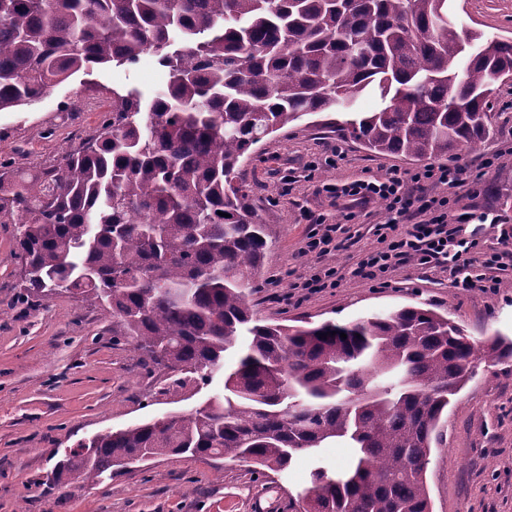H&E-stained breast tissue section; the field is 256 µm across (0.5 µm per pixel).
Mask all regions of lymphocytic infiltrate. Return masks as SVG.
<instances>
[{
    "instance_id": "1",
    "label": "lymphocytic infiltrate",
    "mask_w": 512,
    "mask_h": 512,
    "mask_svg": "<svg viewBox=\"0 0 512 512\" xmlns=\"http://www.w3.org/2000/svg\"><path fill=\"white\" fill-rule=\"evenodd\" d=\"M468 162L453 167L429 163L411 176L391 172L373 180L325 185V192L345 200L353 209L372 200L386 204L389 217L374 225L375 247L356 263L353 276L384 280L395 267L413 265L446 270L453 288L499 291L512 257V235L501 233L499 246L485 249L465 227L487 223L488 214L448 208L447 191L464 187L470 180ZM431 186L445 187V195L428 194Z\"/></svg>"
}]
</instances>
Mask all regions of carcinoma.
I'll return each instance as SVG.
<instances>
[{
    "mask_svg": "<svg viewBox=\"0 0 512 512\" xmlns=\"http://www.w3.org/2000/svg\"><path fill=\"white\" fill-rule=\"evenodd\" d=\"M147 55L168 70L166 90H112L57 164L0 159V224L18 225L29 293L74 291L111 309L112 341L159 366L205 383L248 341L223 393L94 435L53 482L96 483L135 454L281 472L335 441L354 457L336 472L317 462L296 512H430L425 468L451 398L475 362L511 358L512 340L476 343L418 306L342 325L260 323L247 288L266 223L242 164L318 112L348 115L336 126L374 153L472 149L490 134L487 98L512 77V39L458 32L447 0H0V112ZM366 90L378 105L360 112Z\"/></svg>",
    "mask_w": 512,
    "mask_h": 512,
    "instance_id": "1",
    "label": "carcinoma"
}]
</instances>
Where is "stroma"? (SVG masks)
<instances>
[{
	"label": "stroma",
	"mask_w": 512,
	"mask_h": 512,
	"mask_svg": "<svg viewBox=\"0 0 512 512\" xmlns=\"http://www.w3.org/2000/svg\"><path fill=\"white\" fill-rule=\"evenodd\" d=\"M448 15L458 28L484 37L512 36V0H448ZM169 76L154 59L137 67L103 66L79 71L49 90L21 118L0 130V156L28 168L56 162L79 137L92 131L96 112H64L65 101L92 96L94 89L137 88L144 96L165 89ZM493 132L468 153L477 191L462 188L461 206L490 212L497 223L481 224L482 245L501 231L512 233V80L492 98ZM330 113L305 116L287 131L265 138L245 165L249 202L266 221L271 245L251 301L268 323L291 326L325 321L348 323L404 305L448 314L468 336L481 341L494 334L512 338V285L497 294L452 288L442 270L397 268L388 286L346 277L340 287L296 296L292 284L312 268L352 269L375 247L372 227L388 218L373 201L346 220L343 201L318 192L319 183H345L396 170L410 174L418 161L376 154L326 125ZM341 151L328 165L324 159ZM496 156L495 167L483 160ZM318 162L309 173L310 162ZM348 223L350 237L325 256L304 253L310 218ZM17 227L0 224V512H289L288 501L309 485L316 459L328 467L350 462L353 451L329 446L320 457L301 454L281 473L254 474L251 467L174 455L105 478L87 487L62 486L47 477L57 461L82 441L168 413L186 411L222 391L223 373L209 383L176 387L175 375L142 361L132 345L113 342L111 315L70 294L26 296L12 256ZM426 482L433 512H512V359L479 364L474 379L448 410L440 445L432 448Z\"/></svg>",
	"instance_id": "stroma-1"
}]
</instances>
